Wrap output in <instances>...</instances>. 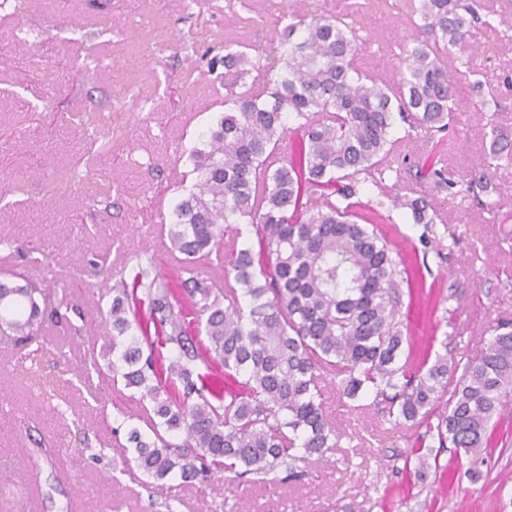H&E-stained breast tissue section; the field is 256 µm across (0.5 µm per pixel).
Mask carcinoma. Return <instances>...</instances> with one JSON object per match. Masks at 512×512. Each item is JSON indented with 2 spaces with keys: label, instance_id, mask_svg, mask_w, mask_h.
I'll return each instance as SVG.
<instances>
[{
  "label": "carcinoma",
  "instance_id": "cac0c4a2",
  "mask_svg": "<svg viewBox=\"0 0 512 512\" xmlns=\"http://www.w3.org/2000/svg\"><path fill=\"white\" fill-rule=\"evenodd\" d=\"M418 36L397 85L353 65L364 39L333 14L280 16V48L266 59L271 77L247 87L260 61L249 47L224 42L207 52L224 82V112L188 153L195 175L173 209L170 240L183 255L173 282L141 259L131 280L112 286L105 357L90 370L123 379L152 407L150 433L127 424L133 463L158 490L166 482H204L218 472L267 475L297 460H324L336 427L323 406L321 381L339 379L342 397L371 396L388 417L424 432L410 455L431 467L432 446L471 456L467 475L480 477L496 419L512 402V321H503L484 355L463 366L448 399V358L417 366L402 357L396 320L398 262L378 230L359 223L361 185L378 190L369 208L409 213L434 224L425 196L382 190L397 125L404 137L448 132L458 77L442 62L470 56L471 29L490 25L481 0H419ZM299 139L282 153L286 124ZM492 159L512 164V142L495 134ZM414 177L436 191L478 197L481 170L466 178L432 162ZM236 225L224 279L234 305L210 296L194 275L197 262L219 252L224 225ZM18 274L0 279V341L23 343L61 319L49 285Z\"/></svg>",
  "mask_w": 512,
  "mask_h": 512
}]
</instances>
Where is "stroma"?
Listing matches in <instances>:
<instances>
[{
    "mask_svg": "<svg viewBox=\"0 0 512 512\" xmlns=\"http://www.w3.org/2000/svg\"><path fill=\"white\" fill-rule=\"evenodd\" d=\"M415 0H112L111 13L86 0H12L0 15V239L32 248L33 259L0 249V272L50 282L63 301L59 322L26 344L0 345V512H512V406L486 449L482 478L469 456L443 448L439 470L415 476L405 458L418 431L382 407L339 395L324 382L325 408L340 436L325 460L295 474L238 477L151 494L147 478L122 462L124 411L149 419L134 390L81 369L100 358L112 303L93 286L89 261L131 271L136 255L180 276L168 238L175 202L193 183L186 156L224 109L225 90L201 58L233 39L266 58L287 10L344 16L365 39L356 66L394 80L414 31ZM491 28H476L471 67L482 90H464L455 132L438 142L415 133L398 153L441 161L457 174L478 170L492 129L512 137V0H482ZM498 110H490V103ZM481 199L436 196L431 230L394 210L380 230L422 290L401 286L399 318L411 360L447 353L465 365L483 355L497 323L512 320V165L489 171ZM459 299H452V292ZM106 449L101 463L75 464L83 444Z\"/></svg>",
    "mask_w": 512,
    "mask_h": 512,
    "instance_id": "35a3bbf8",
    "label": "stroma"
}]
</instances>
